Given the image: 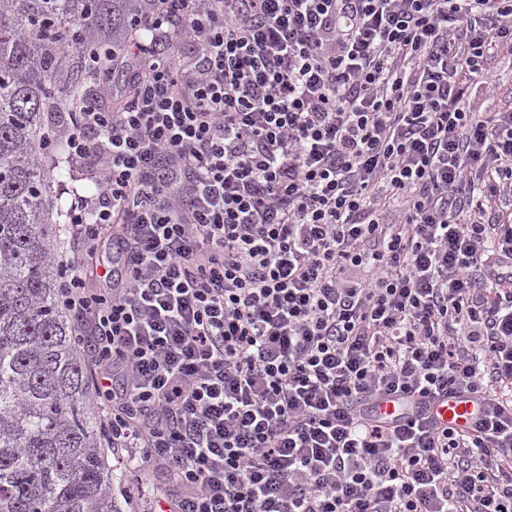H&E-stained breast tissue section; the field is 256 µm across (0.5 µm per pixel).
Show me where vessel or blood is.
Returning <instances> with one entry per match:
<instances>
[{"mask_svg": "<svg viewBox=\"0 0 512 512\" xmlns=\"http://www.w3.org/2000/svg\"><path fill=\"white\" fill-rule=\"evenodd\" d=\"M483 411V400L479 395H443L437 398H424L411 403L380 402L379 414L394 420L406 417H431L442 424L455 427L476 424Z\"/></svg>", "mask_w": 512, "mask_h": 512, "instance_id": "b4317fda", "label": "vessel or blood"}]
</instances>
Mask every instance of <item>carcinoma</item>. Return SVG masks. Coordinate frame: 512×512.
Wrapping results in <instances>:
<instances>
[{"label": "carcinoma", "instance_id": "cac0c4a2", "mask_svg": "<svg viewBox=\"0 0 512 512\" xmlns=\"http://www.w3.org/2000/svg\"><path fill=\"white\" fill-rule=\"evenodd\" d=\"M154 0H0V512H120L70 314L46 159L64 118L129 88Z\"/></svg>", "mask_w": 512, "mask_h": 512}]
</instances>
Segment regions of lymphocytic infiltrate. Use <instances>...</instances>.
Segmentation results:
<instances>
[{
	"label": "lymphocytic infiltrate",
	"instance_id": "f902f5d3",
	"mask_svg": "<svg viewBox=\"0 0 512 512\" xmlns=\"http://www.w3.org/2000/svg\"><path fill=\"white\" fill-rule=\"evenodd\" d=\"M59 301L159 512H512V0H159ZM195 47L185 63L180 38ZM120 244L125 275L91 258ZM479 393V425L377 416ZM489 75L496 81V89L491 96H477L482 102L481 112L493 111L503 103L512 102V55L492 52L488 60Z\"/></svg>",
	"mask_w": 512,
	"mask_h": 512
}]
</instances>
